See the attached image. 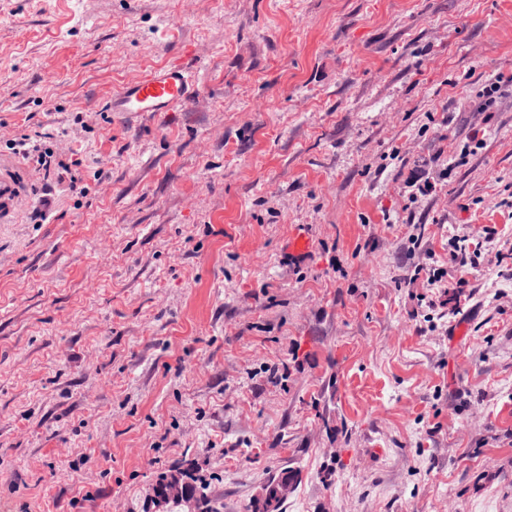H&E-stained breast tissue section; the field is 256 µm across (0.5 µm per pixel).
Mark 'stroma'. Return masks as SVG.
Instances as JSON below:
<instances>
[{
	"instance_id": "obj_1",
	"label": "stroma",
	"mask_w": 512,
	"mask_h": 512,
	"mask_svg": "<svg viewBox=\"0 0 512 512\" xmlns=\"http://www.w3.org/2000/svg\"><path fill=\"white\" fill-rule=\"evenodd\" d=\"M185 52L188 104L113 120L123 82ZM495 73L512 0H0V159L24 180L0 223V503L143 512L188 470L251 512L290 469L280 512H512ZM24 130L78 154L84 193L9 150Z\"/></svg>"
}]
</instances>
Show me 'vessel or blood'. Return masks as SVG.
Masks as SVG:
<instances>
[{
	"label": "vessel or blood",
	"instance_id": "1",
	"mask_svg": "<svg viewBox=\"0 0 512 512\" xmlns=\"http://www.w3.org/2000/svg\"><path fill=\"white\" fill-rule=\"evenodd\" d=\"M192 69L175 61L146 70L113 93L108 109L134 118L157 112H174L196 94ZM19 196V186L10 164L0 162V220L9 216Z\"/></svg>",
	"mask_w": 512,
	"mask_h": 512
}]
</instances>
